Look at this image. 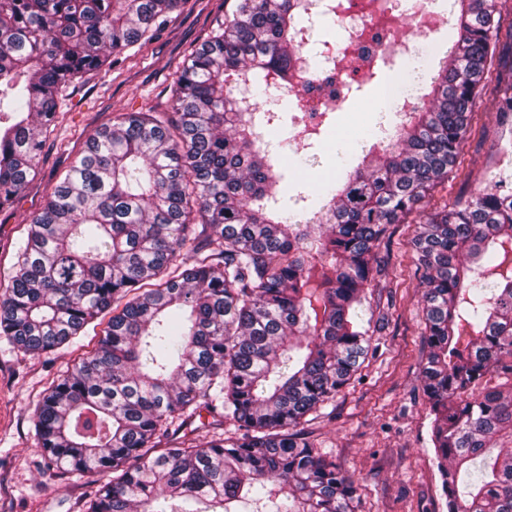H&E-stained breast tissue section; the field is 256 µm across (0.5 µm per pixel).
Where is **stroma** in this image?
<instances>
[{"label":"stroma","instance_id":"1","mask_svg":"<svg viewBox=\"0 0 512 512\" xmlns=\"http://www.w3.org/2000/svg\"><path fill=\"white\" fill-rule=\"evenodd\" d=\"M232 8V0H181L149 42L126 52L112 68L84 75L61 91L57 119L25 193L0 208V285L8 282L30 216L65 177L87 138L119 114L166 111L177 69ZM395 91L389 82L349 93L330 133L311 147L322 160L316 167L279 150L280 135L291 124L290 113H281L263 141L277 153L286 195L310 194L344 178L337 152L358 162L381 118L379 99ZM473 112L458 175L437 184L404 223L390 225L376 250L384 274L360 310L370 325V350L356 379L302 425L317 448L356 480V512H447L431 440L430 403L421 383L428 352L424 287L415 274L411 241L423 214L435 206L469 198L494 173L512 174V162L499 152L501 140H512V114L500 116L490 91L476 99ZM99 339V330L90 329L73 344L31 355L0 337V512H80L88 495L107 481V474L97 472L68 480L42 472L33 436L35 409L45 390L94 351Z\"/></svg>","mask_w":512,"mask_h":512}]
</instances>
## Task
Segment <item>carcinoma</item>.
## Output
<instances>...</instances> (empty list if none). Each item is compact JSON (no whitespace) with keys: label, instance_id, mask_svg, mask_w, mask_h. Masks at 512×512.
Returning a JSON list of instances; mask_svg holds the SVG:
<instances>
[{"label":"carcinoma","instance_id":"obj_1","mask_svg":"<svg viewBox=\"0 0 512 512\" xmlns=\"http://www.w3.org/2000/svg\"><path fill=\"white\" fill-rule=\"evenodd\" d=\"M181 0H0V208L17 200L54 125L57 92L153 37ZM456 39L408 112L301 211L260 153L252 99L329 83L299 41L312 0H236L174 80L173 112L98 129L32 215L4 292L0 335L40 355L112 311L99 347L43 394L34 435L56 475L112 474L81 512H355L356 481L303 433L370 349L358 308L374 249L460 164L471 106L500 44L496 0H456ZM333 69L383 77L386 53L331 43ZM399 76L418 90L422 50ZM8 108H3V103ZM425 216L428 356L422 387L448 512H512V188ZM207 410L239 437L180 435Z\"/></svg>","mask_w":512,"mask_h":512}]
</instances>
